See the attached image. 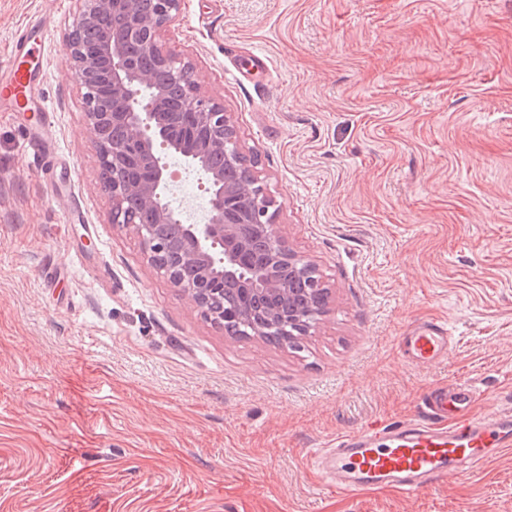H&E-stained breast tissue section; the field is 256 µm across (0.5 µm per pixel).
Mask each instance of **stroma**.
<instances>
[{"label": "stroma", "mask_w": 512, "mask_h": 512, "mask_svg": "<svg viewBox=\"0 0 512 512\" xmlns=\"http://www.w3.org/2000/svg\"><path fill=\"white\" fill-rule=\"evenodd\" d=\"M75 15L0 0V66L52 26L58 174L0 112V512H512V448L414 496H344L309 463L441 381L512 401V0H185L163 31L330 291L299 352L228 336L112 224ZM430 319L459 350L410 366L396 338Z\"/></svg>", "instance_id": "1"}]
</instances>
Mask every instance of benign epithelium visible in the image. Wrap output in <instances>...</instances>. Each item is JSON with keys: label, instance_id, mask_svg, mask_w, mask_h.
I'll return each mask as SVG.
<instances>
[{"label": "benign epithelium", "instance_id": "7a95c632", "mask_svg": "<svg viewBox=\"0 0 512 512\" xmlns=\"http://www.w3.org/2000/svg\"><path fill=\"white\" fill-rule=\"evenodd\" d=\"M77 2L78 16L85 25L99 31V42L96 52H86L81 35L69 31V63L84 88L86 117L95 132L100 167L112 171V179L105 184V191L112 198V223L133 228L148 262L215 322L224 319V309L212 305V290L220 283L226 288L244 285L259 298L270 294L286 296L287 286L274 276L270 267L251 264L250 245L242 227L261 225L272 261L286 262L295 272L306 275L316 272V265L295 253L285 237L274 230L278 205L257 174L247 172L228 191L224 189V172L210 170L207 221L181 226L185 239L181 263L200 269L197 279L182 275L178 265L162 256L164 246L156 234V225L174 221L173 210L162 192L168 182L167 167H156L149 179L135 181L126 174L129 158L139 155L148 160L158 149L172 147V143L169 120L163 112L164 91L157 85L153 71L126 63L112 26L118 14L124 17L129 36L142 40L172 78L182 84L191 128L208 136L202 153L185 149L183 157L196 164L218 152L230 165L243 158L231 113L201 92L189 62L165 50L160 43L162 30L181 12L183 0H156L151 14L141 12L140 0ZM99 68L107 69L109 74L107 93L112 109L107 112L102 111L98 92L88 81V73ZM111 122L120 124L124 130L125 138L120 143L104 136V128ZM323 316L321 307H311L305 315L271 310L257 322L249 312L243 316V323L263 341L267 336H309Z\"/></svg>", "mask_w": 512, "mask_h": 512}]
</instances>
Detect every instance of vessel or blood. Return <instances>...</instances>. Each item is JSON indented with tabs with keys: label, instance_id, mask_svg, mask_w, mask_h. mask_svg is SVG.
<instances>
[{
	"label": "vessel or blood",
	"instance_id": "b4317fda",
	"mask_svg": "<svg viewBox=\"0 0 512 512\" xmlns=\"http://www.w3.org/2000/svg\"><path fill=\"white\" fill-rule=\"evenodd\" d=\"M47 37L40 20L17 36L8 64L0 69V111L13 112L48 158L53 150L40 129L47 120L41 62ZM397 345L408 364L424 368L449 360L457 340L445 322L434 320L408 328ZM477 399L470 384H437L420 415L338 435L328 447L314 451L317 473L326 487L340 494L393 488L412 496L450 474L474 472L512 447V406L478 413Z\"/></svg>",
	"mask_w": 512,
	"mask_h": 512
}]
</instances>
